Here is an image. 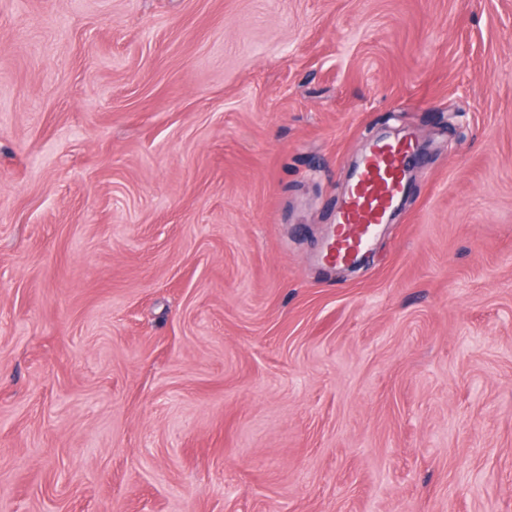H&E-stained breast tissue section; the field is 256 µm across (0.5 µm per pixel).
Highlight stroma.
Here are the masks:
<instances>
[{
    "label": "stroma",
    "mask_w": 512,
    "mask_h": 512,
    "mask_svg": "<svg viewBox=\"0 0 512 512\" xmlns=\"http://www.w3.org/2000/svg\"><path fill=\"white\" fill-rule=\"evenodd\" d=\"M0 512H512V0H0ZM414 154L411 139L377 141L360 161L322 254L336 266L352 264L371 248L383 224L399 205Z\"/></svg>",
    "instance_id": "1"
}]
</instances>
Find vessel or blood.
I'll return each instance as SVG.
<instances>
[{
    "label": "vessel or blood",
    "instance_id": "1",
    "mask_svg": "<svg viewBox=\"0 0 512 512\" xmlns=\"http://www.w3.org/2000/svg\"><path fill=\"white\" fill-rule=\"evenodd\" d=\"M414 154L409 139L375 142L360 161L345 194L334 230L322 254L324 262L345 266L363 257L378 231L399 205Z\"/></svg>",
    "mask_w": 512,
    "mask_h": 512
}]
</instances>
